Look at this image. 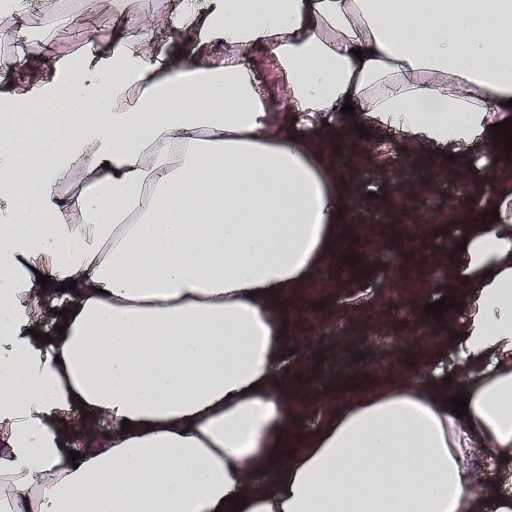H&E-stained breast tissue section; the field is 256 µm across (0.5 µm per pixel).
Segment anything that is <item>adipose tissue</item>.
Returning <instances> with one entry per match:
<instances>
[{
  "label": "adipose tissue",
  "mask_w": 512,
  "mask_h": 512,
  "mask_svg": "<svg viewBox=\"0 0 512 512\" xmlns=\"http://www.w3.org/2000/svg\"><path fill=\"white\" fill-rule=\"evenodd\" d=\"M170 20L188 33L172 54L117 10L81 64L34 46L0 87V512H512L465 463L478 448L512 472L511 186L459 252L451 381L333 404L290 455L273 374L302 313L286 298L346 207L318 133L348 101L420 147L501 149L512 0H181ZM271 464L280 481L250 482Z\"/></svg>",
  "instance_id": "ef3b65f1"
}]
</instances>
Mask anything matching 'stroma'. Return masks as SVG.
<instances>
[{
  "instance_id": "1",
  "label": "stroma",
  "mask_w": 512,
  "mask_h": 512,
  "mask_svg": "<svg viewBox=\"0 0 512 512\" xmlns=\"http://www.w3.org/2000/svg\"><path fill=\"white\" fill-rule=\"evenodd\" d=\"M55 0H39L30 16L14 21L13 30L44 31L47 54L77 55L79 42L53 28ZM405 138L381 131L367 117L350 125L335 164L351 177L340 239L341 255L325 267L304 298L306 312L288 324L289 351L278 364L291 371L305 403L295 404L289 449L299 446L302 433L317 427L320 404L355 396L393 379L435 386L437 375L420 371L432 348H439L443 373H450V350L464 311L451 307L442 318L428 315L427 304L457 299L447 287L457 265L459 240L468 225L482 222L481 209L465 208L461 191L484 192L474 166L461 153L407 156ZM444 171L450 191L432 189L433 175ZM412 180L414 199L409 212L393 204L395 180ZM439 339L429 343V336Z\"/></svg>"
}]
</instances>
